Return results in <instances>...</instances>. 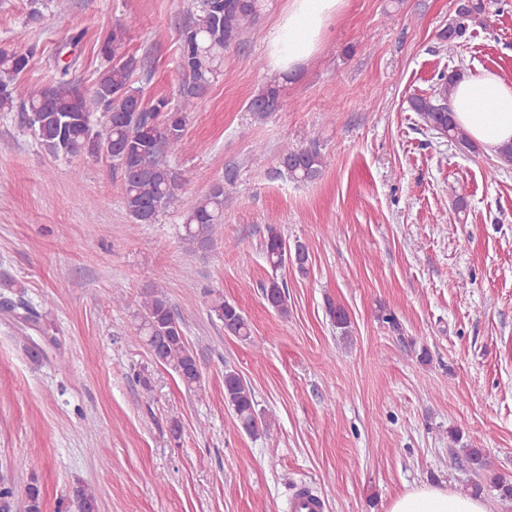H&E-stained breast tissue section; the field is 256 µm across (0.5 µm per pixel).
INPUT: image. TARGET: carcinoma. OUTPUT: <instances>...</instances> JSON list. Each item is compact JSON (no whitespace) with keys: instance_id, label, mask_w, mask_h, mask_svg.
<instances>
[{"instance_id":"carcinoma-1","label":"carcinoma","mask_w":512,"mask_h":512,"mask_svg":"<svg viewBox=\"0 0 512 512\" xmlns=\"http://www.w3.org/2000/svg\"><path fill=\"white\" fill-rule=\"evenodd\" d=\"M256 2L198 0L196 13L190 15L179 34L180 80L171 100L159 97L145 102L141 90L133 87L132 75L141 64L126 53V31L120 24L102 35L105 66L92 89H83L70 78L75 59L69 47L76 46L83 37V32H76L56 51L59 78L29 94L22 103L23 123L53 157L86 154L112 161V168L120 172L121 197L132 222L156 223L159 216L179 209L182 202L184 178L168 157L185 149V130L191 114L209 93L224 50L242 43L254 26ZM457 14L460 22L448 25L440 34L450 49L465 36L466 23H488L483 0H463ZM33 57L31 48H0V112L13 111L17 79ZM461 76L458 70L438 73L431 92L413 95L408 103L423 126L476 154L479 146L454 121L450 109V99ZM280 105L281 86L271 81L252 98L249 110L265 118L278 111ZM279 167L294 181L312 182L322 175L326 161L315 145L304 149L285 147L279 154ZM223 224L224 182L218 181L183 211L182 239L192 251L206 252L213 247ZM264 256L272 277L262 287L263 298L268 307L286 319L290 315L287 281L278 277L277 272L290 264L299 274H306L308 251L301 244L288 248L276 225L270 223ZM102 301L133 309L134 341L147 346L155 362L171 368L187 391L202 393L199 362L189 346L184 324L158 284L143 288L132 298L105 294ZM209 311L223 323L228 335L242 341L250 338L247 317L236 304L224 299V294L210 293ZM0 312L20 324L35 328L40 325L38 314L22 301L5 298L0 301ZM329 314L341 335L349 336L350 320L345 309L331 305ZM224 403L247 434L257 437L270 433L272 417L257 410L253 389L237 371L229 368L224 370ZM43 507L36 477H31L20 495L8 476L0 474V512H43ZM72 508L75 512H98L96 492L86 486L77 487L73 503L63 506L64 512Z\"/></svg>"}]
</instances>
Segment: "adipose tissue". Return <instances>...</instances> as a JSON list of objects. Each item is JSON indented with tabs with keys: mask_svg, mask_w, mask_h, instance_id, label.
Segmentation results:
<instances>
[{
	"mask_svg": "<svg viewBox=\"0 0 512 512\" xmlns=\"http://www.w3.org/2000/svg\"><path fill=\"white\" fill-rule=\"evenodd\" d=\"M343 0H289L267 39L272 69L285 73L311 57L321 45L328 21ZM451 107L471 138L495 150L512 143V85L486 71L464 77ZM388 512H489L478 496L422 485L394 498Z\"/></svg>",
	"mask_w": 512,
	"mask_h": 512,
	"instance_id": "1",
	"label": "adipose tissue"
}]
</instances>
